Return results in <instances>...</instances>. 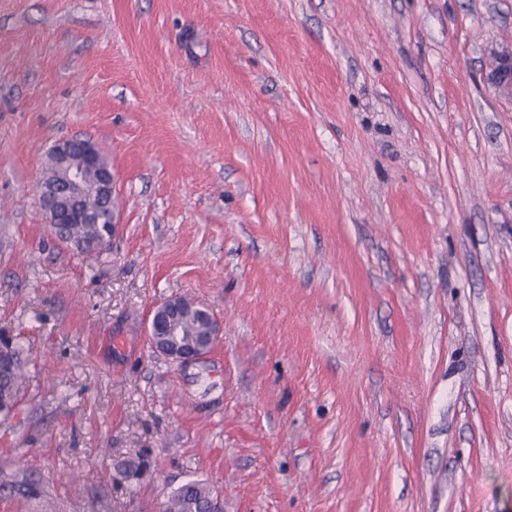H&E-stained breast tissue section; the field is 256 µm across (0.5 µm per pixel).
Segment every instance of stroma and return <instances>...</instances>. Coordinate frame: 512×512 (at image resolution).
<instances>
[{
  "instance_id": "obj_1",
  "label": "stroma",
  "mask_w": 512,
  "mask_h": 512,
  "mask_svg": "<svg viewBox=\"0 0 512 512\" xmlns=\"http://www.w3.org/2000/svg\"><path fill=\"white\" fill-rule=\"evenodd\" d=\"M505 57L512 0H0V512H512ZM71 137L117 174L95 256L36 203ZM175 295L224 325L185 365ZM29 364L13 343L8 354L0 358V416L4 422L13 417L20 406L25 380L30 378ZM224 500L221 493L202 481H189L177 489L170 495L166 512H204L210 505Z\"/></svg>"
}]
</instances>
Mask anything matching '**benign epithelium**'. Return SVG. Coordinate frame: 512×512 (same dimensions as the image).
I'll return each mask as SVG.
<instances>
[{
    "label": "benign epithelium",
    "instance_id": "1",
    "mask_svg": "<svg viewBox=\"0 0 512 512\" xmlns=\"http://www.w3.org/2000/svg\"><path fill=\"white\" fill-rule=\"evenodd\" d=\"M54 175L38 182L37 193L45 204V217L52 228L60 224H80L89 219L80 204L91 195L116 196V177L112 167L101 163L94 143L69 139L55 143L50 149ZM153 348L169 360L187 364L201 359L168 345Z\"/></svg>",
    "mask_w": 512,
    "mask_h": 512
}]
</instances>
